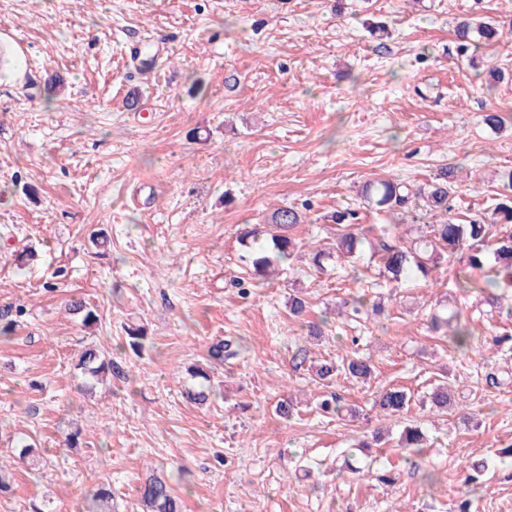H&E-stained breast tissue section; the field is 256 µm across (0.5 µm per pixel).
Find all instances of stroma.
Instances as JSON below:
<instances>
[{"label":"stroma","mask_w":512,"mask_h":512,"mask_svg":"<svg viewBox=\"0 0 512 512\" xmlns=\"http://www.w3.org/2000/svg\"><path fill=\"white\" fill-rule=\"evenodd\" d=\"M512 21L507 0H0V36L28 71L0 84V307L26 314L0 337V464L11 489L0 512H85L98 485L116 512H143L140 478L156 471L185 512H454L469 462L486 459L470 512H512V345L507 323L457 287L459 264L392 287L368 258L310 265L333 242L327 217L366 210L365 182H427L456 169V211L481 213L512 170V34L456 50L466 18ZM150 50L151 69L131 50ZM510 71L492 82L490 68ZM149 104L129 109L132 97ZM277 207L306 214L302 253L279 275L251 278L242 229ZM305 293L304 334L288 298ZM357 291L385 312L350 320ZM100 320L84 328L65 304ZM463 309L475 353L449 352L428 329L440 305ZM130 324L146 327L142 357L124 354ZM238 339L239 356L191 376L209 347ZM374 373L316 380L312 366L345 355L351 338ZM97 347L119 370L86 393L75 365ZM448 382L455 404L424 405ZM400 386L413 401L376 421L375 397ZM214 395L200 406L185 393ZM356 418L316 408L329 393ZM292 397L297 416L275 413ZM475 422H464L467 414ZM421 449L399 447L406 426ZM385 428L381 444L359 442ZM79 432L71 448L66 437ZM33 445L35 462L20 460ZM435 472L437 485L425 481Z\"/></svg>","instance_id":"stroma-1"}]
</instances>
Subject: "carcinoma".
Wrapping results in <instances>:
<instances>
[{
	"label": "carcinoma",
	"mask_w": 512,
	"mask_h": 512,
	"mask_svg": "<svg viewBox=\"0 0 512 512\" xmlns=\"http://www.w3.org/2000/svg\"><path fill=\"white\" fill-rule=\"evenodd\" d=\"M459 52L467 54L479 43L486 45L496 43L503 32L490 23L473 24L469 20L461 21L455 29ZM455 195L454 168L445 166L440 169L434 180L423 187L412 188L404 182L392 179L370 181L363 185L361 197L367 206L379 213L403 219L407 216L417 223L418 236L406 244L400 239L387 236L389 228H380L379 233L369 237L355 224L356 212L347 208L336 210L331 214V222L336 224V253L351 260H356L368 251L380 261L379 275L388 283L398 286L415 276H429L430 264H438L443 259L457 261L465 266V270L481 271L490 267L489 274L482 276L483 286L478 294L499 316L512 319V303L509 307L502 306V296L498 289L512 288V194L505 193L497 199L491 213L474 214L460 221L451 215ZM303 223L299 211L278 207L266 220L267 229H246L239 235L240 246L246 250L248 261L252 267V275L265 278L279 273V268L290 259L298 249V242L289 230ZM502 231L493 233L495 226ZM350 313L359 316L382 311L379 302H372L365 295L355 293L345 302ZM70 314L80 318L85 328H90L99 321L98 309L81 300L71 299L65 303ZM307 300L303 294L297 293L288 299L289 314L294 321L301 323L310 336L322 335L319 324L304 321ZM25 315L21 306L0 309V335L8 336L20 323ZM430 329L433 333L448 341L453 352L467 355L471 350L474 338L469 322L459 310L445 316L434 313L430 317ZM125 344L123 348L128 354H140L146 339L142 326L125 328ZM236 354L231 344L222 340L213 344L208 351L209 360L216 364L224 363V359ZM78 369L85 376V388L90 390L93 385L112 373L113 362L102 351L95 348L85 349L78 360ZM315 375L330 381L339 374L362 382L370 379L373 366L369 359L358 353L345 356L340 361L325 360L314 366ZM430 402L439 410L451 406L452 391L445 386H437L429 394ZM411 401L409 393L398 387H389L379 392L374 406L385 417L396 416L408 409ZM319 409L328 415L341 416L343 413L353 414L341 404V398L335 394L324 397ZM423 441L421 430L406 427L401 432L399 443L404 448H419ZM140 499L146 506V512H182V501L174 495L170 485L163 479L151 474L138 487ZM92 507L88 512H114L112 491L100 485L90 495Z\"/></svg>",
	"instance_id": "obj_1"
}]
</instances>
